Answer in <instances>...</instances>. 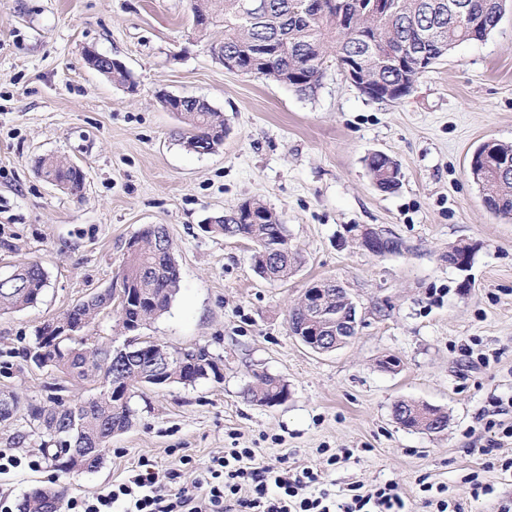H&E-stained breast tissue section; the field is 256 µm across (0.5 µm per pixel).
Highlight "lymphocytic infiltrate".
Returning a JSON list of instances; mask_svg holds the SVG:
<instances>
[{"mask_svg":"<svg viewBox=\"0 0 512 512\" xmlns=\"http://www.w3.org/2000/svg\"><path fill=\"white\" fill-rule=\"evenodd\" d=\"M176 470L142 463L123 482L69 500L68 512H402L397 485L369 492L350 486L344 497L322 472L259 461L254 449L231 448L212 457L192 489L175 488Z\"/></svg>","mask_w":512,"mask_h":512,"instance_id":"lymphocytic-infiltrate-1","label":"lymphocytic infiltrate"}]
</instances>
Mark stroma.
Here are the masks:
<instances>
[{"mask_svg": "<svg viewBox=\"0 0 512 512\" xmlns=\"http://www.w3.org/2000/svg\"><path fill=\"white\" fill-rule=\"evenodd\" d=\"M223 37L195 29L189 0H0V276L32 260L48 273L36 306L0 314V391L35 402L95 394L25 353L45 320L112 286L128 241L148 224L166 226L181 282L140 336L220 359L219 377L141 388L133 426L113 436L93 473L56 466L36 424H0V449L25 460L0 474V500L14 507L45 486L80 498L144 460L164 470L187 459L177 484L189 489L212 456L252 448L272 464L323 471L339 494L395 483L405 512H427L424 481L464 512H499L512 501V475L488 461L512 457V441L488 456L471 442L491 399H512V219L486 208L470 162L488 139L512 143V9L397 101L363 95L333 65L309 97L226 70L209 52ZM88 48L121 61L130 84L88 68ZM164 93L221 113L217 151L176 140L181 119ZM376 152L398 163L399 190L374 184L367 159ZM42 156L83 169L80 196L39 175ZM251 198L276 212L301 258L288 282L265 283L251 242L207 228ZM363 226L398 237L400 251H366L355 238ZM456 245L470 248L469 268L449 264ZM326 279L347 288L359 325L348 343L316 353L291 335L288 313ZM256 371L286 382L287 399H244ZM400 400L443 409L447 428L402 427ZM328 448L352 456L330 466ZM473 472L489 494L473 497Z\"/></svg>", "mask_w": 512, "mask_h": 512, "instance_id": "stroma-1", "label": "stroma"}]
</instances>
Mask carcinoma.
I'll return each instance as SVG.
<instances>
[{"mask_svg":"<svg viewBox=\"0 0 512 512\" xmlns=\"http://www.w3.org/2000/svg\"><path fill=\"white\" fill-rule=\"evenodd\" d=\"M241 2L190 0L192 15L207 17L210 26L224 29L223 40L211 44L216 60L222 63L232 56L238 71L262 75L308 97L320 87L329 56H335L342 67L364 58L366 36L372 50L365 77L376 100L384 99L388 87L392 100L406 96L412 89L418 62L406 57L401 69L391 67L390 62L418 42L417 29L431 30L423 49L436 62L460 43L485 38L497 27L506 8V0H465L470 25L463 31L454 26L448 12L450 0H396L395 10L386 14L376 12L372 0H269L267 12L248 17L241 11ZM340 12L356 18V28L340 26L336 22ZM181 106L178 141L199 154L216 151L224 142L221 115L207 102L192 97L182 101ZM368 168L372 178L384 187L396 189L400 185V179L390 178V172L399 170L392 158L374 154L368 158ZM37 171L67 194L77 196L84 188V171L73 163L42 157ZM475 175L486 207L512 219V171L498 175L481 165ZM217 223L221 228L233 225L235 236L250 241L256 253L269 252L268 271L274 282L287 280L301 263L290 248L286 229L276 213L258 199L243 201L217 217ZM128 248L118 280L120 289L134 295V300L120 304L118 314L123 330L133 332L170 308L180 286V270L172 240L161 224L143 228L130 239ZM47 279L46 270L36 261L0 276V312L35 306ZM111 307L112 293L96 294L76 303L61 319L80 321L88 328ZM51 358L53 368L69 377L96 384L112 378L126 389L123 403L102 388L95 396L69 406L59 402L24 404L14 393H0V422L21 414L42 427L50 436L47 453L69 472L77 466L75 456L89 451L92 456L82 471L92 473L101 468L106 444L133 424L134 389L151 386L160 376L173 384L192 385L215 373L212 367L203 372L201 363L213 358L206 347L182 349L160 342H139L135 337L121 348L105 343L89 350L75 336H58ZM243 396L248 401L270 405L277 398H287L288 387L272 375L255 372ZM17 508L18 512H62L63 492L35 488L24 495Z\"/></svg>","mask_w":512,"mask_h":512,"instance_id":"cac0c4a2","label":"carcinoma"}]
</instances>
